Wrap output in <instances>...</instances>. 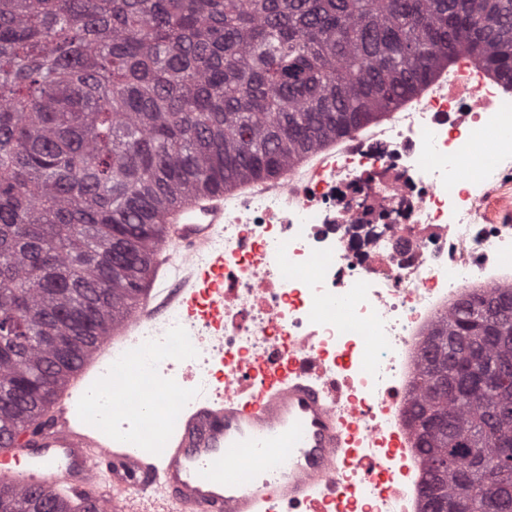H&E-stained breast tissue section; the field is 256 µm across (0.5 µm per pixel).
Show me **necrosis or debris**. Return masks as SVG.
I'll return each mask as SVG.
<instances>
[{
    "label": "necrosis or debris",
    "instance_id": "necrosis-or-debris-1",
    "mask_svg": "<svg viewBox=\"0 0 512 512\" xmlns=\"http://www.w3.org/2000/svg\"><path fill=\"white\" fill-rule=\"evenodd\" d=\"M512 98L467 72L422 94L373 137L355 136L336 165L305 181L256 188L224 220V328L195 336L179 315L144 328L112 369V398L92 407L133 417L137 442L156 441L157 360L232 393L294 370L301 352L340 386L359 433L408 424L422 348L441 314L512 269ZM352 461L336 476L361 486L351 512H418L417 485ZM370 461V462H371Z\"/></svg>",
    "mask_w": 512,
    "mask_h": 512
}]
</instances>
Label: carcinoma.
<instances>
[{
  "label": "carcinoma",
  "mask_w": 512,
  "mask_h": 512,
  "mask_svg": "<svg viewBox=\"0 0 512 512\" xmlns=\"http://www.w3.org/2000/svg\"><path fill=\"white\" fill-rule=\"evenodd\" d=\"M460 57L512 90V0H0V448L139 304L167 206L282 179ZM504 367L512 287L463 296L408 411L459 512H512Z\"/></svg>",
  "instance_id": "cac0c4a2"
}]
</instances>
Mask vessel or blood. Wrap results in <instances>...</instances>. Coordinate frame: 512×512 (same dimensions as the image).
<instances>
[{"mask_svg":"<svg viewBox=\"0 0 512 512\" xmlns=\"http://www.w3.org/2000/svg\"><path fill=\"white\" fill-rule=\"evenodd\" d=\"M228 212L210 195L169 207L158 249L170 256L175 285L150 293L104 338L88 361V388L110 393L111 363L159 314L197 320L200 289H214L209 317L219 321L224 291L215 288L214 277L224 269V254L211 244ZM198 254L204 262H195ZM315 375L314 360L305 357L287 379L231 396L216 390L182 407L163 394L161 403L174 406L175 417L157 451L135 449L111 430L90 426L84 396L55 402L46 425L0 450V482L22 493L84 496L96 512H347L350 491L337 482L334 463L353 448L348 419ZM237 448L252 451L251 480L236 474Z\"/></svg>","mask_w":512,"mask_h":512,"instance_id":"obj_1","label":"vessel or blood"}]
</instances>
